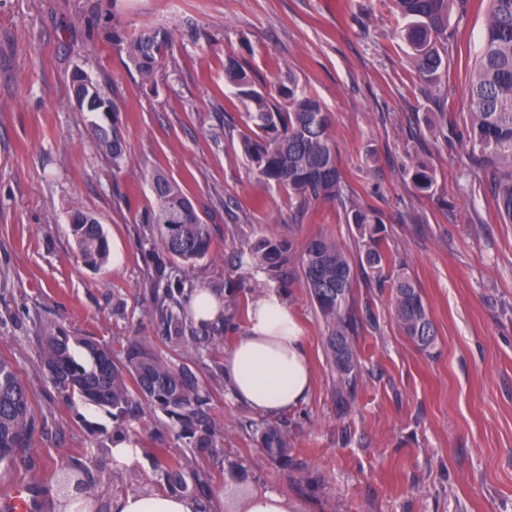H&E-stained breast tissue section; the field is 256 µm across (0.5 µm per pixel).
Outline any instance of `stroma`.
<instances>
[{
	"label": "stroma",
	"instance_id": "1",
	"mask_svg": "<svg viewBox=\"0 0 512 512\" xmlns=\"http://www.w3.org/2000/svg\"><path fill=\"white\" fill-rule=\"evenodd\" d=\"M487 9L488 0H467L452 14L448 68L435 91L410 64L391 0H0V355L26 385L37 421L29 450L0 466V512L19 482L32 512H58L67 459L94 477L102 512L115 496L151 487L149 457L127 471L113 467L109 409L66 398L39 357L40 336L57 328L108 346L146 336L171 352L151 314L142 220L150 173L173 177L210 227L208 256L176 271L218 295L245 284L225 345L245 332L253 300L276 284L251 264L228 269L224 256L241 243L233 227L289 231L300 244L324 235L357 255L340 204L297 209L248 165L243 106L224 81L229 54L266 87L293 77L330 110L344 184L382 213L383 247L415 280L437 336L432 350H419L391 318L390 288L356 278L357 381L344 404L306 288L298 280L284 287L314 376L307 398L286 414L292 464L262 457L242 427L255 411L216 385L212 410L224 439L206 460L215 487L223 490L228 452L258 465L259 479L211 499L209 512H240L247 495L271 489L297 512H512V224L490 190L468 192L461 138ZM145 28L173 35L151 86L112 39ZM78 70L119 109L120 166L92 141L95 116L72 87ZM439 112L457 133L453 143L430 126ZM419 160L436 173L427 193L406 174ZM78 211L95 214L107 235L110 260L100 268L78 257L69 226ZM410 213L418 223H406ZM166 424L151 413L129 433L140 447L182 458L185 443Z\"/></svg>",
	"mask_w": 512,
	"mask_h": 512
}]
</instances>
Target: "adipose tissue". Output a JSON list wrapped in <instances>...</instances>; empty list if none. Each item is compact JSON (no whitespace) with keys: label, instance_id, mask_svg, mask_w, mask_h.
Here are the masks:
<instances>
[{"label":"adipose tissue","instance_id":"adipose-tissue-1","mask_svg":"<svg viewBox=\"0 0 512 512\" xmlns=\"http://www.w3.org/2000/svg\"><path fill=\"white\" fill-rule=\"evenodd\" d=\"M223 367L233 396L259 414H283L306 399L312 368L281 291L268 289L250 305L246 331L225 354ZM112 512H199V507L187 496L144 491L119 495Z\"/></svg>","mask_w":512,"mask_h":512}]
</instances>
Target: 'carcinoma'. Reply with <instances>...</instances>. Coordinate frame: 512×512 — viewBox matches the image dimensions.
Segmentation results:
<instances>
[{"label":"carcinoma","mask_w":512,"mask_h":512,"mask_svg":"<svg viewBox=\"0 0 512 512\" xmlns=\"http://www.w3.org/2000/svg\"><path fill=\"white\" fill-rule=\"evenodd\" d=\"M395 10L406 20L402 37L410 49L414 67L433 88L440 71L448 65V23L453 9L464 0H393ZM171 40L160 29L129 37L128 58L143 81L154 83L158 56ZM224 80L245 104L249 132L242 135L243 155L262 179L291 192L304 208L317 200L342 205L345 223L356 228L361 247L358 261L366 278L393 294L392 318L409 340L426 350L433 347L435 327L414 280L394 274L382 248L386 228L380 212L353 200L347 194L336 161L331 135L330 111L321 101L290 78L270 92L256 85L237 57L224 62ZM78 104L102 115L107 124L94 125L96 147L119 166L125 144L117 123V107L105 100L82 73L73 77ZM469 95L472 102L467 127V168L480 173L496 201L502 220L512 224V0H489L487 23L481 35ZM413 186L431 190L433 170L417 162L408 170ZM153 203L145 211L149 257L154 268L151 293L154 314L172 346L192 351L197 360L212 355L224 345V333L235 328L237 295L245 285L225 289L224 311L210 326L193 323L188 304L193 285L174 279L167 262L191 263L206 257L211 234L195 205L179 184L165 173L149 177ZM82 263L90 268L105 265L110 256L107 235L91 214L78 212L70 224ZM250 262L274 278L298 274L325 324V353L336 372L339 394L352 396L356 383L357 354L353 336L355 318L352 287L354 261L336 240L317 236L297 249L290 233L259 235L246 239L241 249L227 257L230 266ZM40 359L49 380L59 390L92 406L112 409V434L126 432L146 410L161 411L171 423L176 439L187 440L191 454L173 463L151 448L155 484L170 493L209 500L215 476L202 460V453L215 447L219 427L212 416V393L188 364L158 351L146 339L116 340L112 347L91 336H70L61 329L41 337ZM36 428L28 392L12 363L0 356V464L13 462L29 445ZM244 428L257 435L263 457L286 468L290 464L292 438L285 423L248 419ZM73 488L65 498L90 495L93 478L78 464H65ZM224 477L238 484L258 478L256 471L237 456L224 453Z\"/></svg>","instance_id":"carcinoma-1"}]
</instances>
